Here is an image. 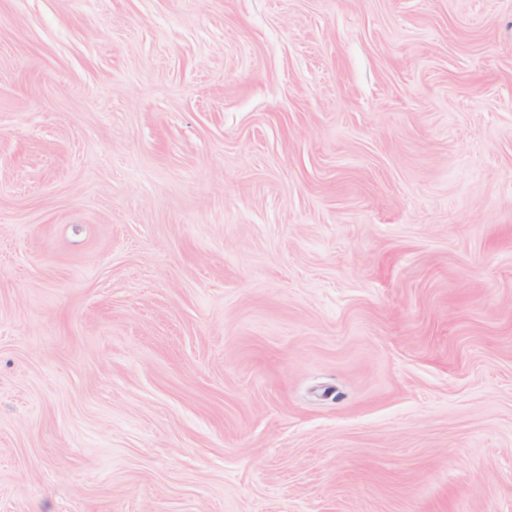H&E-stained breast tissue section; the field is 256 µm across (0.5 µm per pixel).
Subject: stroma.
I'll list each match as a JSON object with an SVG mask.
<instances>
[{
	"label": "stroma",
	"instance_id": "35a3bbf8",
	"mask_svg": "<svg viewBox=\"0 0 512 512\" xmlns=\"http://www.w3.org/2000/svg\"><path fill=\"white\" fill-rule=\"evenodd\" d=\"M0 512H512V0H0Z\"/></svg>",
	"mask_w": 512,
	"mask_h": 512
}]
</instances>
